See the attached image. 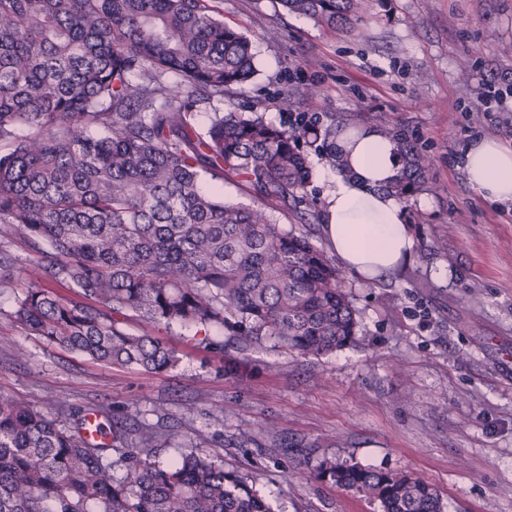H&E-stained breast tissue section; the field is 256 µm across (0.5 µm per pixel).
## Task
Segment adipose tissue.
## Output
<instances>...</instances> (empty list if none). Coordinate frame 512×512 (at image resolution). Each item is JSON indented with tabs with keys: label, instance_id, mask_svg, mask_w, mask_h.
Listing matches in <instances>:
<instances>
[{
	"label": "adipose tissue",
	"instance_id": "ef3b65f1",
	"mask_svg": "<svg viewBox=\"0 0 512 512\" xmlns=\"http://www.w3.org/2000/svg\"><path fill=\"white\" fill-rule=\"evenodd\" d=\"M336 145L348 162L330 193L324 233L347 270L366 278L387 276L414 257V239L403 203L384 187L400 170L397 145L377 128L340 133ZM470 185L484 198L512 204V147L492 138L470 144L463 155Z\"/></svg>",
	"mask_w": 512,
	"mask_h": 512
}]
</instances>
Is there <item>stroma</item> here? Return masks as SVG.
<instances>
[{
    "label": "stroma",
    "mask_w": 512,
    "mask_h": 512,
    "mask_svg": "<svg viewBox=\"0 0 512 512\" xmlns=\"http://www.w3.org/2000/svg\"><path fill=\"white\" fill-rule=\"evenodd\" d=\"M247 34L256 72L214 110L256 112L288 127L400 131L430 159L405 206L415 259L386 278L344 271L358 342L324 356L250 353L244 375L192 331L156 328L177 368L147 373L88 360L27 335L12 318L28 251L0 265V393L74 423L104 405L129 429L162 435L159 460L192 452L248 473L278 512H380L317 476L325 460L412 474L445 512H512V205L482 198L461 166L485 137L512 145V107L486 102L512 86V0H369L354 29L286 13L276 0H214ZM296 101L280 109L283 95ZM308 208L286 226L325 245L334 176L312 146Z\"/></svg>",
    "instance_id": "stroma-1"
}]
</instances>
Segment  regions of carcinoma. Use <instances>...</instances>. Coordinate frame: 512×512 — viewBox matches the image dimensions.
Masks as SVG:
<instances>
[{"label": "carcinoma", "instance_id": "1", "mask_svg": "<svg viewBox=\"0 0 512 512\" xmlns=\"http://www.w3.org/2000/svg\"><path fill=\"white\" fill-rule=\"evenodd\" d=\"M288 12L351 28L366 0H278ZM251 39L207 0H0V244L35 253L16 299L30 335L109 365L157 373L180 362L152 335L174 325L245 357L272 345L322 356L357 341L343 276L312 240L280 223L311 177L298 143L342 169L336 128L278 127L198 103L255 73ZM400 202L423 190L428 159L400 133ZM246 187L253 204L200 188ZM76 290L81 300L44 285ZM147 325L139 334L128 319ZM110 442L84 422L0 394V512H274L247 475L192 452L164 463L160 433L128 431L104 407ZM121 448L125 473H112ZM322 480L381 512H443L406 473L325 460Z\"/></svg>", "mask_w": 512, "mask_h": 512}]
</instances>
